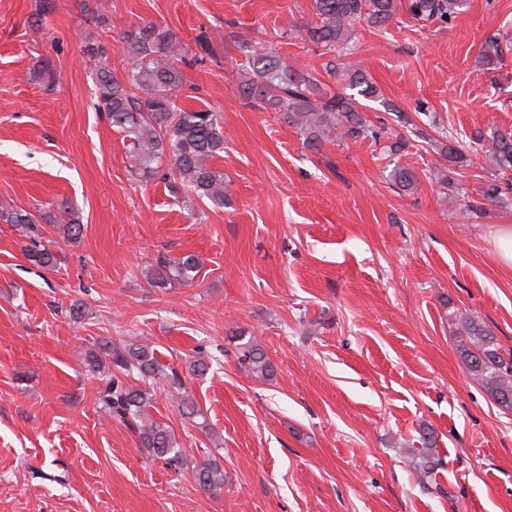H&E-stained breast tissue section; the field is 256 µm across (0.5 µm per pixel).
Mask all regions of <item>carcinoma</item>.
Masks as SVG:
<instances>
[{
	"label": "carcinoma",
	"instance_id": "1",
	"mask_svg": "<svg viewBox=\"0 0 512 512\" xmlns=\"http://www.w3.org/2000/svg\"><path fill=\"white\" fill-rule=\"evenodd\" d=\"M462 6L463 0H409L408 12L420 23H432L454 19ZM311 7L306 37L334 52L343 49L360 22L387 30L396 15L397 0H311ZM122 39L123 52L131 61L124 82L112 72L106 45L91 46L88 51L96 68L97 105L112 126L130 140L133 172L145 182L158 175L170 179L174 187L201 201L224 206V173L212 164L213 159L224 153L223 113L178 105V94L184 85L182 66L187 64L190 49L155 23L132 26ZM223 41L224 35L219 31L202 32L196 40L199 51L194 53V60L212 56L215 44ZM237 47L242 56L235 71L238 94L261 112L281 114L288 124L298 128L308 149L317 152L328 142L359 137L379 142L384 128L371 124L362 110L380 94L363 69L330 60L324 71L339 85L335 90L318 73L289 66L281 54L265 45L243 39ZM478 144L485 161L493 167L483 199L488 203L512 199V132L480 138ZM391 175L406 190L418 184L416 172L404 166H394ZM0 220L21 228L24 257L46 271L58 265L51 240L47 239L48 228H61L69 241L81 238L84 228L70 219L35 215L7 202L0 204ZM198 271L199 262L193 254L176 260L164 259L157 264L152 283L157 288L174 282L188 284ZM460 325L461 335L471 344L463 350L470 374L485 383L496 402L511 408L512 360L502 356L494 337L479 321L466 317ZM238 339L237 362L241 369L259 379L271 376L273 366L257 340L242 332ZM106 358L119 370L106 376L99 391L100 403L107 412L125 422H134L141 446L152 456L190 467V475L200 488H222V465L215 459L190 462L170 427L149 418V393L130 383L132 378L150 383L160 376L180 390L183 383L178 372L165 370L156 350L144 344L120 348L103 337L85 353V362L98 373L104 370ZM421 444L413 465L419 472L429 474L437 466L433 443L424 434Z\"/></svg>",
	"mask_w": 512,
	"mask_h": 512
}]
</instances>
